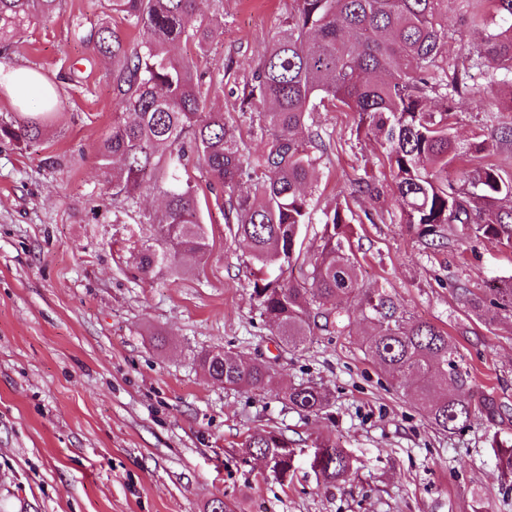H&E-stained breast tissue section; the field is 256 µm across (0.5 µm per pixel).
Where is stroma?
Here are the masks:
<instances>
[{"label": "stroma", "instance_id": "35a3bbf8", "mask_svg": "<svg viewBox=\"0 0 512 512\" xmlns=\"http://www.w3.org/2000/svg\"><path fill=\"white\" fill-rule=\"evenodd\" d=\"M295 0H223L224 33L207 65L223 68L213 109L235 114L247 151L261 132L239 115V95L283 29ZM100 0H67L53 21L23 33L12 65L39 74L57 109L41 140L0 143V512H512V478L495 445L512 440V315L476 311L463 289L512 277V249L451 225L444 246L425 245L402 223L385 152L349 112H311L307 127L328 145L311 188V224L296 249L312 257L326 211L346 206L358 287L394 295L414 321L447 331L475 393L489 403L452 433L433 428L422 407L369 360L372 332L359 301L340 299L345 334L317 332L282 351L252 297L256 270L246 244L217 208L203 211L206 264L180 279L146 276L130 253L152 235L136 205L102 203L95 143L116 110L109 65L70 35L73 15L96 23ZM490 33L448 3L449 59L474 56ZM482 106L450 105L460 146L449 177L482 162L474 146L512 126V85L487 87ZM368 177L376 195L350 196ZM219 350L271 365L258 389L213 383L198 365ZM310 381L329 405L291 408L281 390ZM285 434L296 455L287 481L274 479L241 444L254 429ZM344 448L353 475L326 484L311 467L314 446Z\"/></svg>", "mask_w": 512, "mask_h": 512}]
</instances>
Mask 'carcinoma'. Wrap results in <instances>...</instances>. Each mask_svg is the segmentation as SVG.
I'll return each instance as SVG.
<instances>
[{
	"label": "carcinoma",
	"instance_id": "1",
	"mask_svg": "<svg viewBox=\"0 0 512 512\" xmlns=\"http://www.w3.org/2000/svg\"><path fill=\"white\" fill-rule=\"evenodd\" d=\"M269 50L244 84L239 111L250 112L265 131L255 154L244 152L224 113L208 107L224 77L201 65L222 34L223 14L198 16V0H103L102 18L92 27L72 18L76 40L110 63L118 112L96 148L101 181L112 199L134 204L143 193L162 199L148 215L153 237L132 257L146 276L174 280L204 265L210 251L199 192L189 165L208 176L207 190L227 224L250 248L257 266L252 295L260 316L275 327L278 346L295 351L315 331L339 334L348 324L337 306L357 291L344 210L325 213L324 232L298 280L283 278L297 262L296 242L311 223L304 193L314 168L310 145L300 137L309 112L331 106L351 112L386 146L402 222L418 230L430 246L444 245L448 225L512 246V209L492 205L512 196V178L492 163L448 179L458 153L448 133V102L476 94L469 84L473 67L487 69L489 84L512 77V0H459L477 24H487L483 5L491 3L496 30L463 61H449L448 0H296ZM66 0H0V66L11 67L16 38L64 9ZM143 32L131 43L118 23ZM190 41L194 58L172 53ZM50 113L0 118V140L30 144L41 139ZM258 193L235 194L244 183ZM474 310L489 304L512 313V278L497 280L481 295L462 289ZM362 314L374 325L364 343L367 357L387 372L398 388L419 403L435 429L450 433L485 407L470 375L460 364L448 333L428 322H410L398 300L375 288L360 297ZM207 376L226 388L263 386L272 376L264 362L221 352L201 356ZM292 408L317 413L328 398L310 381L283 391ZM244 451L261 457L273 476L288 480L293 441L282 433L256 429ZM312 467L327 483L349 479L350 460L328 441Z\"/></svg>",
	"mask_w": 512,
	"mask_h": 512
}]
</instances>
